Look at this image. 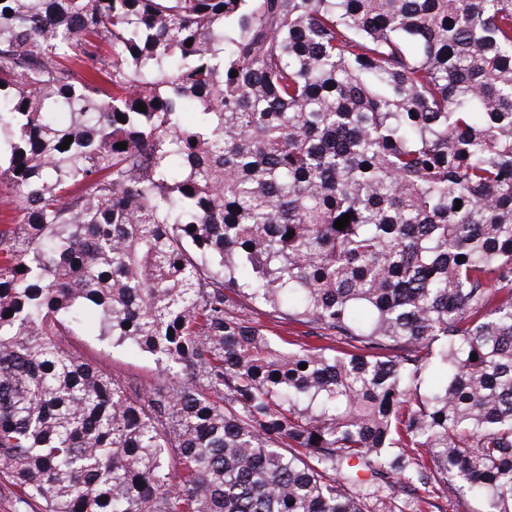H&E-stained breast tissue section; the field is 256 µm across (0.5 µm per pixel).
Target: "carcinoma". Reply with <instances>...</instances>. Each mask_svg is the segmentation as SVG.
Segmentation results:
<instances>
[{"label": "carcinoma", "mask_w": 512, "mask_h": 512, "mask_svg": "<svg viewBox=\"0 0 512 512\" xmlns=\"http://www.w3.org/2000/svg\"><path fill=\"white\" fill-rule=\"evenodd\" d=\"M0 83L22 502L512 512V0H0ZM244 311L245 313H248L252 318L259 321L260 323L276 328L274 330H276L277 334H280L281 336H297V334H300L301 331L306 330L304 327L300 325L289 324L288 322L276 323L279 326H273L274 324H272V322L270 321V317L268 315V309L265 307L252 306V312L248 310ZM60 340L65 349L92 363L101 373L119 379L133 393L149 396L169 385L153 359L135 347L112 348V343L100 341L90 331H75Z\"/></svg>", "instance_id": "1"}]
</instances>
